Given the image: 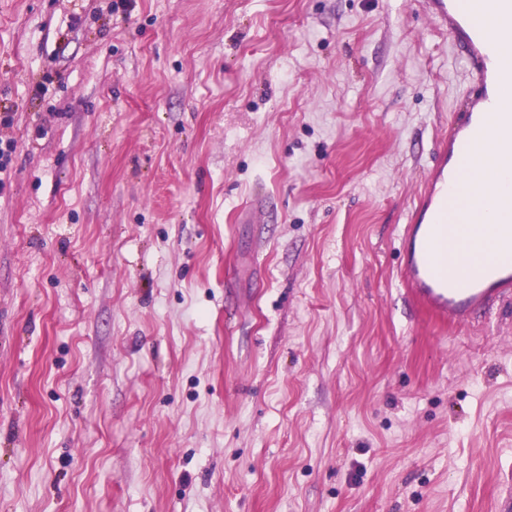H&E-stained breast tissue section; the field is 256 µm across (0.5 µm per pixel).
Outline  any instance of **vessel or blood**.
I'll list each match as a JSON object with an SVG mask.
<instances>
[{
    "mask_svg": "<svg viewBox=\"0 0 512 512\" xmlns=\"http://www.w3.org/2000/svg\"><path fill=\"white\" fill-rule=\"evenodd\" d=\"M434 26L446 30L466 63L471 91L454 113L448 134L422 184L402 241L400 276L418 309L458 325L512 298V191L485 186L495 214L505 215L498 243L475 252L468 240V157L488 139L500 143V166L512 170V0H421Z\"/></svg>",
    "mask_w": 512,
    "mask_h": 512,
    "instance_id": "1",
    "label": "vessel or blood"
}]
</instances>
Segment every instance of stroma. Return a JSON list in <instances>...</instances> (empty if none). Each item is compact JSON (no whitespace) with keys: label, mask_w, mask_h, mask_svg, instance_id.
Here are the masks:
<instances>
[{"label":"stroma","mask_w":512,"mask_h":512,"mask_svg":"<svg viewBox=\"0 0 512 512\" xmlns=\"http://www.w3.org/2000/svg\"><path fill=\"white\" fill-rule=\"evenodd\" d=\"M449 42L418 0H0V512H512V301L398 281Z\"/></svg>","instance_id":"35a3bbf8"}]
</instances>
